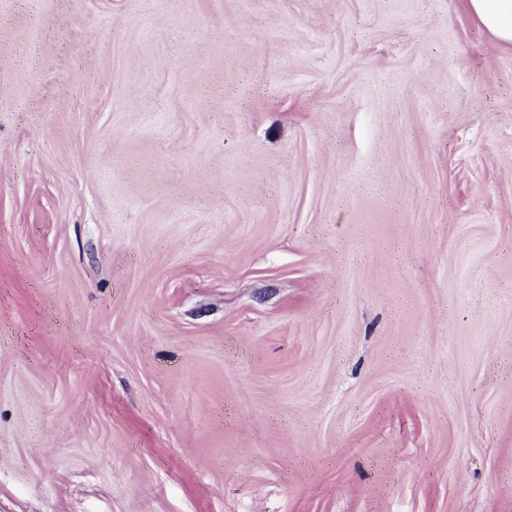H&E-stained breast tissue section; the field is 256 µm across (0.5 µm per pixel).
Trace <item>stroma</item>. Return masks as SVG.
Wrapping results in <instances>:
<instances>
[{
	"instance_id": "stroma-1",
	"label": "stroma",
	"mask_w": 512,
	"mask_h": 512,
	"mask_svg": "<svg viewBox=\"0 0 512 512\" xmlns=\"http://www.w3.org/2000/svg\"><path fill=\"white\" fill-rule=\"evenodd\" d=\"M0 512H512V48L0 0Z\"/></svg>"
}]
</instances>
